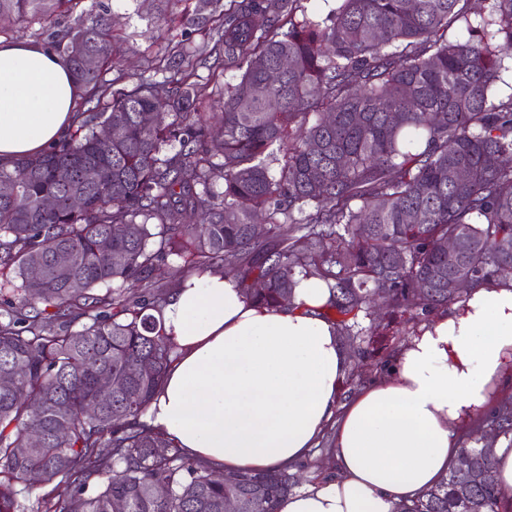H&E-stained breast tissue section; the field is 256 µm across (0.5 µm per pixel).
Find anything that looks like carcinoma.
<instances>
[{
  "label": "carcinoma",
  "instance_id": "carcinoma-1",
  "mask_svg": "<svg viewBox=\"0 0 512 512\" xmlns=\"http://www.w3.org/2000/svg\"><path fill=\"white\" fill-rule=\"evenodd\" d=\"M300 2L198 0L161 14L214 45L156 59L170 85L160 99L150 77L116 88L103 79L113 56L103 0H0V35L73 15L56 47L82 90L65 143L0 165V185L12 187L0 194V372L19 370L15 387L0 389V512H27L38 487L47 492L36 512H224L226 496L260 489L274 512L295 487L281 470L215 475L137 422L175 349L152 315L166 297L149 281L169 256L190 274H224L268 307L293 295L296 276L316 277L348 341L377 300L387 319L416 326L465 298L449 287L456 276L479 286L512 260V165L502 162L512 96L492 98L512 54V0H490L477 20L469 0H337L319 17ZM205 64L240 72L219 112L203 111ZM155 112L168 121L152 123ZM105 124L116 130L109 140ZM278 155L275 175L267 159ZM87 164L100 170L93 184ZM48 196L53 209L41 207ZM259 212L268 231L257 240ZM450 234L457 254L439 248ZM58 250L72 257L70 280L30 281V265ZM142 359L151 373L138 370ZM103 373L126 386L95 406ZM33 432L43 448L18 454ZM460 453L467 470L453 464L396 512H499L482 449ZM34 469L41 478L30 483ZM155 484L170 495L153 496Z\"/></svg>",
  "mask_w": 512,
  "mask_h": 512
}]
</instances>
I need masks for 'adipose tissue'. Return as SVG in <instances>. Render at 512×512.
I'll use <instances>...</instances> for the list:
<instances>
[{
  "instance_id": "obj_1",
  "label": "adipose tissue",
  "mask_w": 512,
  "mask_h": 512,
  "mask_svg": "<svg viewBox=\"0 0 512 512\" xmlns=\"http://www.w3.org/2000/svg\"><path fill=\"white\" fill-rule=\"evenodd\" d=\"M78 94L60 55L0 40V163L64 140ZM329 298L314 277H298L291 303L274 308L223 275L186 278L157 315L176 350L141 423L225 472L287 469L335 423L336 474L280 498L276 512H395L435 486L459 453L456 430L512 373V280L435 316L388 377L344 405L349 361L323 316Z\"/></svg>"
}]
</instances>
